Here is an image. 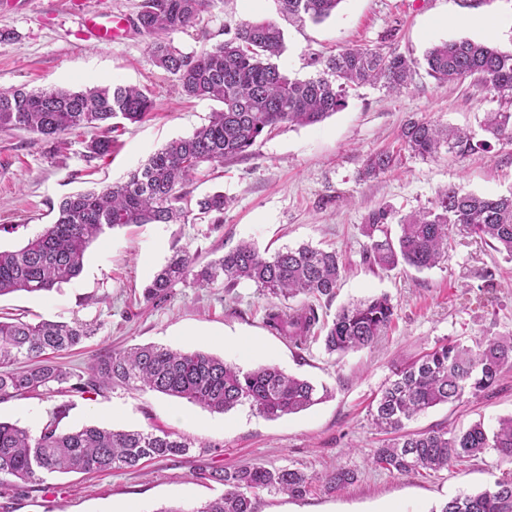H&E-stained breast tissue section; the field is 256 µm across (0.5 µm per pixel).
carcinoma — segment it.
Wrapping results in <instances>:
<instances>
[{
	"label": "carcinoma",
	"instance_id": "obj_1",
	"mask_svg": "<svg viewBox=\"0 0 512 512\" xmlns=\"http://www.w3.org/2000/svg\"><path fill=\"white\" fill-rule=\"evenodd\" d=\"M214 0H142L135 30L149 40L154 64L175 76L187 98L222 104L208 123L191 135L170 141L127 176L99 189L63 199L52 224H46L16 249L0 248V296L14 292H50L77 277L87 249L110 229L129 224H169L187 216L183 185L204 163L222 165L243 155L264 134L282 125H315L346 105L348 89L380 83L400 94L409 89L414 63L392 50L381 52L352 46L322 63L307 79H291L271 59L283 50V32L272 21H248L233 36L198 53L186 54L162 40L173 31L196 26ZM280 13L295 22H321L342 0H278ZM427 73L439 83L474 77L483 87L512 105V53L469 39L433 45L426 53ZM155 108L145 88L93 86L73 91L46 88L0 90V130H23L53 143L81 128L100 135L86 144L94 160L112 151L115 120L138 123ZM483 130L497 141L512 143V109L488 112ZM403 149L422 158L446 151L466 157L487 146L471 132L432 121H411L401 133ZM397 161L389 152L370 156L364 174L375 176ZM221 192L197 201L201 215L224 214ZM399 226L397 235L390 225ZM458 229L512 258V192L489 198L456 185L441 190L431 207L397 216L383 205L365 217L369 239L365 258L381 271L400 265L417 270L438 265ZM346 263L334 249L311 245L279 250L272 255L242 242L224 256L197 266L189 248L176 249L145 286L151 303L167 300L180 282L204 286L223 280L234 288L249 282L262 294L285 299H312L335 294ZM388 295L368 297L342 308L325 326L323 343L330 353L373 345L394 320ZM267 323L297 343L315 337L319 316L313 305L288 313L271 310ZM94 334L83 322L19 318L0 319V401L52 393L102 392L114 387L157 392L186 399L214 413L239 406L268 418L298 413L328 396L327 388L285 373L274 364L251 370L227 364L202 351L184 352L163 345L109 349L86 374H73L59 363L74 347ZM512 364V336L483 338L469 346L443 343L432 351L396 366L372 401L371 424L390 435L374 450L373 463L401 475L435 473L488 450L512 459V416L497 427L476 423L464 432L432 429L404 432L406 422L440 404L460 401L492 388L501 370ZM66 407L54 410L39 432L0 420V484L42 486L55 474L134 469L144 461L183 455L196 446L188 438L164 430H113L95 425L63 431ZM210 478L224 486L216 498L186 511L166 507L156 512H259L265 494L301 498L314 477L300 467L242 464L214 468ZM357 474L341 468L322 478L331 493L354 483ZM433 512H512V477H502L477 492H463Z\"/></svg>",
	"mask_w": 512,
	"mask_h": 512
}]
</instances>
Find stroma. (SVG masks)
<instances>
[{"instance_id": "1", "label": "stroma", "mask_w": 512, "mask_h": 512, "mask_svg": "<svg viewBox=\"0 0 512 512\" xmlns=\"http://www.w3.org/2000/svg\"><path fill=\"white\" fill-rule=\"evenodd\" d=\"M140 3L0 0V31L13 34L0 44V89L80 90L113 83L149 89L155 100L152 114L127 125L111 155L101 160L85 158V144L95 135L91 129L75 130L57 146L24 131H0V247L23 245L53 222L65 197L121 179L218 110V102L181 97L173 76L154 65L142 35L133 32L109 46L80 38L82 10L132 17ZM256 19L282 28L284 50L277 63L293 78L315 75L321 61L349 44L394 49L417 61L432 44L457 38L512 52V0H341L335 14L318 23L289 21L277 0H226L195 27L165 40L182 52L198 53ZM501 107L473 78L441 84L422 68L399 95L378 85L351 89L345 107L323 122L280 127L248 153L197 171L184 190L192 200L224 192L231 204L221 224L192 215L184 224L117 227L89 247L82 272L70 283L0 297L1 312L26 320L96 326L95 335L65 360L75 373L86 372L104 349L156 344L205 351L245 370L272 363L331 392L305 411L274 420L246 406L211 413L184 399L124 388L2 401L1 420L34 432L63 405L65 429L90 424L163 429L194 439L197 446L134 471L59 474L44 491L0 486V512H109L121 502L136 504L139 512L170 506L189 512L223 491L201 478L204 465H295L314 475L347 467L358 474L354 484L333 494L316 487L301 498L264 497L260 512H430L460 493L512 475V460L492 450L430 475H399L372 464L383 436L370 425L368 410L396 364L445 341L469 344L512 335V261L456 233L438 266L384 272L366 262L362 230L378 206L389 204L405 214L430 206L450 185L488 197L511 192L512 144L487 139L481 127L485 113ZM411 120L465 128L489 145L463 160L445 153L415 157L400 150L401 130ZM381 151L399 152L397 166L364 176L367 158ZM244 241L271 253L303 243L338 250L348 272L333 297L316 301L319 317L332 319L344 305L385 293L397 307L394 322L374 346L330 354L322 341L298 346L271 330L265 314L276 300L249 283L230 290L220 281L180 283L165 302L144 300L145 285L175 248L189 247L203 265ZM510 415L512 366L507 365L489 391L432 408L407 429L459 431L480 421L490 427Z\"/></svg>"}]
</instances>
